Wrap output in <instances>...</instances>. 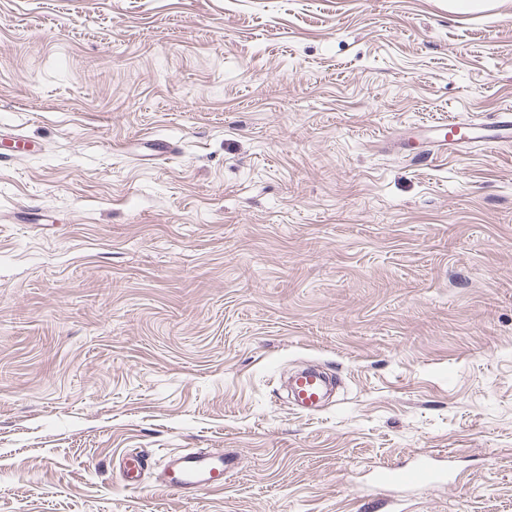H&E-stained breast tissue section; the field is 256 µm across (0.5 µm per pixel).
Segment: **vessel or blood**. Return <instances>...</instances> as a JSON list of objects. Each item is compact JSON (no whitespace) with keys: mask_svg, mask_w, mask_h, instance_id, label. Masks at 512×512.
<instances>
[{"mask_svg":"<svg viewBox=\"0 0 512 512\" xmlns=\"http://www.w3.org/2000/svg\"><path fill=\"white\" fill-rule=\"evenodd\" d=\"M430 140L440 149L476 147L488 152L512 139V113L502 112L483 122L448 120L432 125ZM328 382L322 373L308 370L294 377L290 391L298 409L314 413L326 394ZM235 458L220 448H200L171 455L161 465H154L152 457L140 452L127 454L121 464L125 484L135 487L148 467H155V490L166 494L189 496L202 490H220L227 475L233 471ZM380 482L404 487H421L446 481L447 470L420 462L411 466L392 465L377 472Z\"/></svg>","mask_w":512,"mask_h":512,"instance_id":"1","label":"vessel or blood"}]
</instances>
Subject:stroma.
I'll return each instance as SVG.
<instances>
[{
    "label": "stroma",
    "instance_id": "35a3bbf8",
    "mask_svg": "<svg viewBox=\"0 0 512 512\" xmlns=\"http://www.w3.org/2000/svg\"><path fill=\"white\" fill-rule=\"evenodd\" d=\"M509 106L512 0H0V512H512V141L393 146ZM289 387L298 409L313 414L320 407L328 382L322 373L308 370L294 377ZM236 460L222 448H200L169 455L156 470L155 490L166 494L193 495L220 490ZM152 457L142 452H131L122 459V476L125 486L135 487L141 483L142 473L153 465ZM451 473L420 462L411 466H384L377 472L381 483L397 484L404 487H421L432 483L445 482Z\"/></svg>",
    "mask_w": 512,
    "mask_h": 512
}]
</instances>
